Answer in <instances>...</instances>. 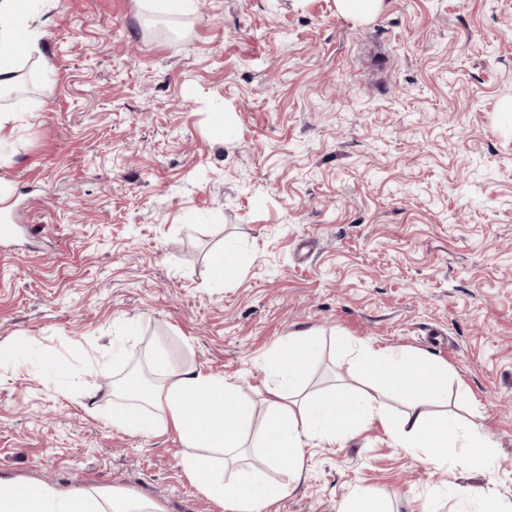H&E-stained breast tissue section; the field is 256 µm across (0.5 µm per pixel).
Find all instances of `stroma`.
Returning a JSON list of instances; mask_svg holds the SVG:
<instances>
[{
  "instance_id": "obj_1",
  "label": "stroma",
  "mask_w": 512,
  "mask_h": 512,
  "mask_svg": "<svg viewBox=\"0 0 512 512\" xmlns=\"http://www.w3.org/2000/svg\"><path fill=\"white\" fill-rule=\"evenodd\" d=\"M44 37L0 95V477L225 512L173 435L110 421L116 380L164 349L264 414L266 357L320 334L304 394L361 387L360 345L448 366V410L495 444L477 471L380 423L306 447L270 512H512V0H34ZM228 129L216 138L219 116ZM234 243L230 284L211 275ZM144 5L154 15L168 16L190 10L193 0H145ZM340 12L352 18H365L373 15L382 0H336Z\"/></svg>"
}]
</instances>
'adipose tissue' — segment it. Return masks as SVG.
I'll return each instance as SVG.
<instances>
[{"mask_svg":"<svg viewBox=\"0 0 512 512\" xmlns=\"http://www.w3.org/2000/svg\"><path fill=\"white\" fill-rule=\"evenodd\" d=\"M0 91L18 80L17 60L37 52L41 34L34 24L29 0H0ZM317 339L311 333L283 338L268 356L270 399L263 419H256L251 399L240 386L193 368L173 370L164 351L152 357L159 374L156 383L143 382L137 373L122 381L112 404L111 421L133 435L174 433L182 443V467L197 489L223 503L226 512H266L287 496L289 485L266 478L263 468L282 460L293 464L300 479L304 448L319 438L330 442L359 434L380 421L389 437L405 453L440 462L460 456L471 468H487L494 455L492 441L474 427H466L445 413L429 411L428 402H447L448 368L398 349L361 346L350 353L353 368L371 380L370 391L345 397L342 391L326 396L302 395L299 384L316 358ZM407 402V412L386 413L378 399L382 391ZM259 422L256 462L247 459L243 432ZM232 479H225V469ZM0 512H164L150 499L125 491L75 488L64 492L45 483H23L0 477Z\"/></svg>","mask_w":512,"mask_h":512,"instance_id":"obj_1","label":"adipose tissue"}]
</instances>
